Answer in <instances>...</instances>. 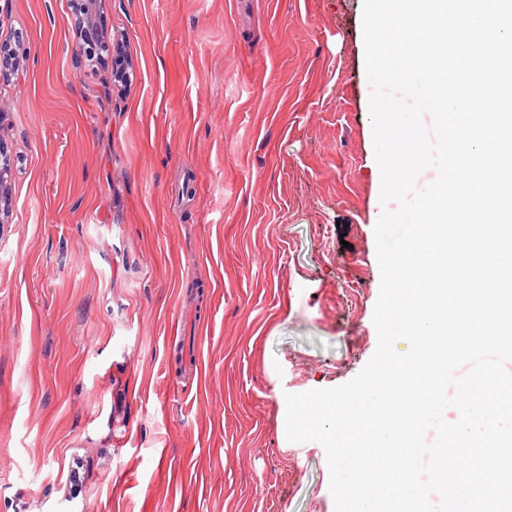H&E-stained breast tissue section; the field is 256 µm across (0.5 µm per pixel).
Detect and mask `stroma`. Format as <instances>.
Listing matches in <instances>:
<instances>
[{"mask_svg": "<svg viewBox=\"0 0 512 512\" xmlns=\"http://www.w3.org/2000/svg\"><path fill=\"white\" fill-rule=\"evenodd\" d=\"M362 6L100 0L120 87L71 0H0V512H335L285 395L377 347ZM7 163V164H6ZM14 162L8 155L0 156V223L3 224L2 215L7 216L11 203V179Z\"/></svg>", "mask_w": 512, "mask_h": 512, "instance_id": "obj_1", "label": "stroma"}]
</instances>
